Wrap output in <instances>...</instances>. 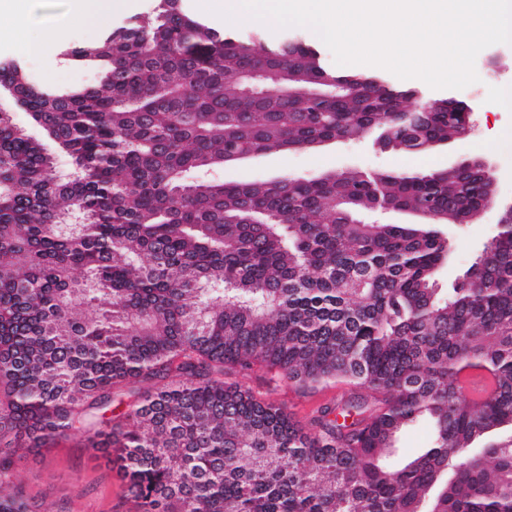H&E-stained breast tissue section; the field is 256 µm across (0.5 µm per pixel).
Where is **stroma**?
<instances>
[{
	"instance_id": "35a3bbf8",
	"label": "stroma",
	"mask_w": 512,
	"mask_h": 512,
	"mask_svg": "<svg viewBox=\"0 0 512 512\" xmlns=\"http://www.w3.org/2000/svg\"><path fill=\"white\" fill-rule=\"evenodd\" d=\"M34 6L22 36H15L10 21L0 22V62L22 61L31 81L56 88L91 86L98 75L90 69L63 64L59 60L62 41L84 42L104 35L136 18L157 14L159 0H128L125 13L90 29L66 18L67 0H33ZM186 13L213 21L215 28L240 37L263 32L266 40L291 39L321 49L324 63L335 68L333 54L324 49L312 30L290 27L276 30L258 22L212 20L209 11L197 0H181ZM40 42L41 50L28 51L27 43ZM478 82L468 87L434 89L419 79L404 80V89L413 91L408 109L422 102L453 98L465 101L473 110L474 127L464 138L435 146L423 153L383 151L376 144L377 131H370L353 142L329 141L311 150L267 153L226 164L220 172L227 183L271 180L288 175L315 178L335 170L359 168L366 171H430L443 170L461 158L487 159L496 178L498 207L481 212L468 224H441L437 230L446 240L448 256L438 267L435 279L442 292H451L465 271L481 254L497 232L499 206L512 202V108L503 105L500 93L512 90V45L494 44L483 49L475 61ZM242 385L256 393H272L274 398L308 421L312 412L343 391L334 385L316 391H301L279 383L270 387L265 371L255 370L242 378ZM18 487L26 498L53 504L58 512H132L133 503L126 481L117 467L97 458L85 445L81 435L60 438L51 444L44 456H27L15 464Z\"/></svg>"
}]
</instances>
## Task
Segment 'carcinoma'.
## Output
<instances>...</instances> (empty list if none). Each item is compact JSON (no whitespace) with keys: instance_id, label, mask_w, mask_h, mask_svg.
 <instances>
[{"instance_id":"cac0c4a2","label":"carcinoma","mask_w":512,"mask_h":512,"mask_svg":"<svg viewBox=\"0 0 512 512\" xmlns=\"http://www.w3.org/2000/svg\"><path fill=\"white\" fill-rule=\"evenodd\" d=\"M62 60L97 84L54 90L0 63V88L73 166L62 179L0 109V512H32L14 457L75 434L117 464L136 512H512V222L442 298L444 240L361 218L384 202L457 222L484 201L481 179L193 180L227 155L358 138L410 91L333 72L301 42L226 35L177 0ZM247 64L341 94L245 95ZM447 104L383 134L409 153L458 140L465 102ZM256 368L350 394L309 432L271 394L224 382ZM468 369L491 377L479 399ZM117 390L124 425L94 420ZM420 419L431 447L391 466Z\"/></svg>"}]
</instances>
